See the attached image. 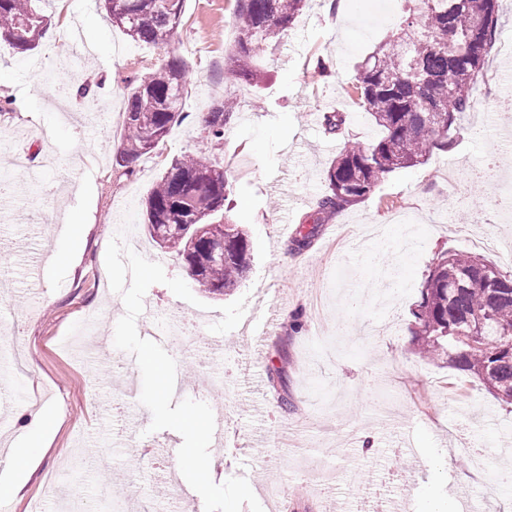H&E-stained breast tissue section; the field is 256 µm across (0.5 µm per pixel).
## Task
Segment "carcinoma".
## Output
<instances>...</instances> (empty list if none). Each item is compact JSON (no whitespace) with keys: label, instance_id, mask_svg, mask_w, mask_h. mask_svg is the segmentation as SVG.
<instances>
[{"label":"carcinoma","instance_id":"cac0c4a2","mask_svg":"<svg viewBox=\"0 0 512 512\" xmlns=\"http://www.w3.org/2000/svg\"><path fill=\"white\" fill-rule=\"evenodd\" d=\"M35 0H0V39L21 49L34 48L47 27ZM112 23L134 42L159 45L182 29L185 0H103ZM425 18L421 31L380 47L366 57L353 82L364 111L384 135L366 146L348 145L325 177L317 207L292 235L291 250L304 251L319 238L322 224L368 199L387 174L421 164L434 151L446 152L473 106V91L483 77L498 34V0H415ZM307 0H236V80L254 81L252 61L279 32L290 27ZM186 65L171 57L148 79L131 83L124 116V137L116 155L121 166L150 154L182 119ZM235 107L216 100L205 119L212 139L224 138ZM346 118L326 112L327 137L343 133ZM230 193L227 173L203 154L174 159L145 198L143 219L158 224L164 240L149 233L160 248L182 256L190 266L207 246L224 242V261L201 263L188 275L199 290L225 295L245 280L250 248L236 225L208 223L207 239L187 252V229L224 210ZM420 354L448 358L450 367L477 377L496 399L512 403V275L485 258L447 251L430 270L412 311ZM482 327L493 345L471 346L460 337Z\"/></svg>","mask_w":512,"mask_h":512}]
</instances>
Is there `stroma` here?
Segmentation results:
<instances>
[{
    "instance_id": "1",
    "label": "stroma",
    "mask_w": 512,
    "mask_h": 512,
    "mask_svg": "<svg viewBox=\"0 0 512 512\" xmlns=\"http://www.w3.org/2000/svg\"><path fill=\"white\" fill-rule=\"evenodd\" d=\"M329 3L309 0L255 59L254 86L231 74L235 0H186L183 29L165 46L131 42L100 0H42L48 25L36 48L0 41V156L11 162L12 187L0 196V278L11 285L0 307V368L10 374L0 382V457L41 425L51 439L36 449L33 472L0 465V485L20 487L15 512H62L72 502L80 512H164L177 495L185 512L204 506L197 492L181 493V435L148 430L134 356L69 343L88 314L113 340L125 305L105 265L112 217L141 212L159 174L187 151L227 166L234 192L225 216L249 239L251 270L204 309L152 285L136 327L175 359V400L206 402L222 417L212 479L247 478L263 512H360L378 493L399 512H458L463 481L487 493L488 512H512L498 452L512 448V406L445 359L421 357L410 332L441 253L470 251L512 275V164L488 170L512 135V110L498 105L499 94H512V0H499L502 25L455 147L388 174L365 202L326 221L311 250L294 253L287 243L344 145L381 135L351 90L356 67L414 10L412 0ZM171 56L187 66L184 119L122 168L115 154L128 87ZM90 82L94 90L80 94ZM222 94L240 111L216 142L196 117ZM324 112L345 114L343 136L323 135L312 116ZM278 179L285 193L271 191ZM90 213L78 265L49 264L62 226ZM173 313L191 322L196 347L162 332ZM297 315L304 327L295 334ZM279 364L284 404L267 382ZM160 441L169 448L161 460ZM477 446L490 451L480 469L467 460Z\"/></svg>"
}]
</instances>
